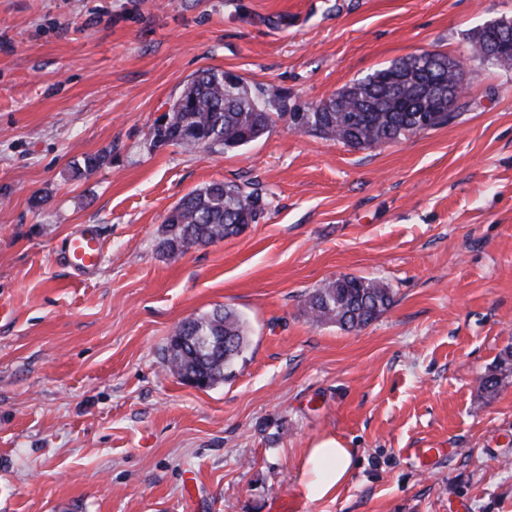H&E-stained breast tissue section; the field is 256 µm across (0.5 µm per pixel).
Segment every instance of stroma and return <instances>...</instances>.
Here are the masks:
<instances>
[{"label":"stroma","instance_id":"obj_1","mask_svg":"<svg viewBox=\"0 0 512 512\" xmlns=\"http://www.w3.org/2000/svg\"><path fill=\"white\" fill-rule=\"evenodd\" d=\"M504 18L512 0H0V512H512V67L470 55ZM420 51L466 58V92L398 142L277 119L232 151L151 143L200 70L310 105ZM215 181L264 214L163 257L165 215ZM84 224L105 242L85 281L64 259ZM346 274L392 307L312 325L305 294ZM225 305L249 345L189 386L168 338ZM327 440L356 466L311 501Z\"/></svg>","mask_w":512,"mask_h":512}]
</instances>
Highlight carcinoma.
I'll return each instance as SVG.
<instances>
[{
  "mask_svg": "<svg viewBox=\"0 0 512 512\" xmlns=\"http://www.w3.org/2000/svg\"><path fill=\"white\" fill-rule=\"evenodd\" d=\"M496 39L493 29L481 28L471 39L481 55ZM224 71L208 68L195 74L173 100L163 126L154 125L152 140L185 150L201 148L226 151L244 146L268 130L273 116L312 114L307 131L328 140H344L353 149L415 133L421 108L432 109V125L450 122L453 113L441 111L439 100L424 94L428 76L461 82L460 72L443 53L426 52L392 62L365 77L358 89L347 87L321 104L301 106L288 93L273 86L243 84L229 90ZM265 201L258 190L236 183L213 182L183 196L163 220L159 251L177 258L194 246H205L241 234L257 222ZM385 283L365 277L341 275L307 293L303 299L309 322L334 323L346 332H357L376 321L393 304ZM248 345L247 327L238 312L224 306L183 322L169 337L164 361L180 379L195 380L205 388L230 378Z\"/></svg>",
  "mask_w": 512,
  "mask_h": 512,
  "instance_id": "1",
  "label": "carcinoma"
}]
</instances>
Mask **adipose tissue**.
<instances>
[{
    "label": "adipose tissue",
    "mask_w": 512,
    "mask_h": 512,
    "mask_svg": "<svg viewBox=\"0 0 512 512\" xmlns=\"http://www.w3.org/2000/svg\"><path fill=\"white\" fill-rule=\"evenodd\" d=\"M354 465L353 451L341 446L310 449L304 490L308 499L320 500L343 485Z\"/></svg>",
    "instance_id": "1"
}]
</instances>
